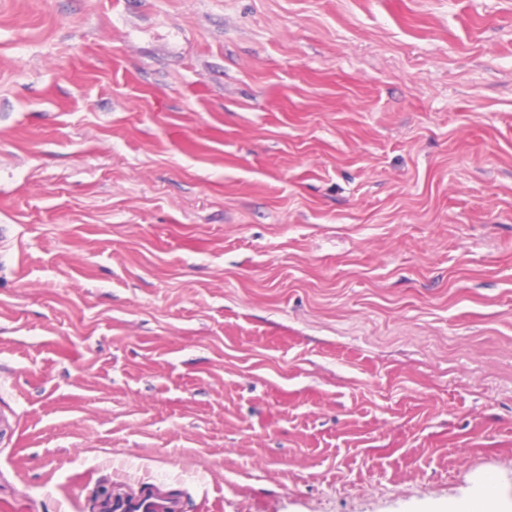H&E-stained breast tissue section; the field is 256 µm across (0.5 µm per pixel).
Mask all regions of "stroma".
Wrapping results in <instances>:
<instances>
[{
	"label": "stroma",
	"mask_w": 512,
	"mask_h": 512,
	"mask_svg": "<svg viewBox=\"0 0 512 512\" xmlns=\"http://www.w3.org/2000/svg\"><path fill=\"white\" fill-rule=\"evenodd\" d=\"M0 506L512 499V0H0ZM131 497H114L107 501V512H176L175 505L158 497L147 484Z\"/></svg>",
	"instance_id": "35a3bbf8"
}]
</instances>
